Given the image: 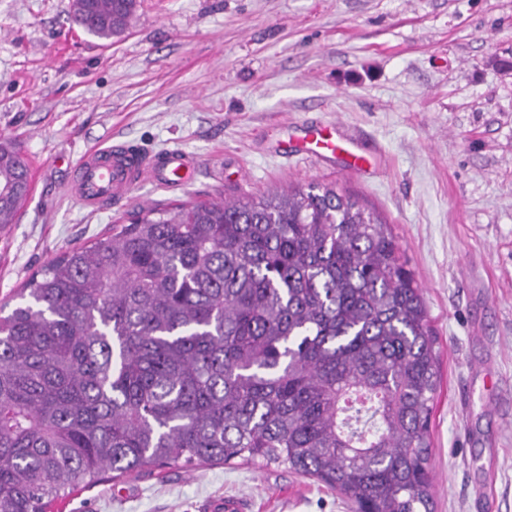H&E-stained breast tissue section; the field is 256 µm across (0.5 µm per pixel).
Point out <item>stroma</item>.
<instances>
[{"label": "stroma", "mask_w": 512, "mask_h": 512, "mask_svg": "<svg viewBox=\"0 0 512 512\" xmlns=\"http://www.w3.org/2000/svg\"><path fill=\"white\" fill-rule=\"evenodd\" d=\"M72 0H0V141L32 191L0 234V305L127 208L333 184L390 225L440 352L429 430L434 512H512V0H137L127 30L74 27ZM340 123L354 174L289 137ZM179 148L196 163L91 213L68 193L93 146ZM351 512L278 464L157 469L75 491L53 512Z\"/></svg>", "instance_id": "35a3bbf8"}]
</instances>
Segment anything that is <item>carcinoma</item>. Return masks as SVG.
<instances>
[{
  "label": "carcinoma",
  "instance_id": "carcinoma-1",
  "mask_svg": "<svg viewBox=\"0 0 512 512\" xmlns=\"http://www.w3.org/2000/svg\"><path fill=\"white\" fill-rule=\"evenodd\" d=\"M136 0H73L110 40ZM31 192L0 141V228ZM0 315V512L149 466L277 462L353 512H433L440 384L389 225L329 185L141 206Z\"/></svg>",
  "mask_w": 512,
  "mask_h": 512
}]
</instances>
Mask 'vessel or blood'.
I'll return each instance as SVG.
<instances>
[{
  "label": "vessel or blood",
  "instance_id": "vessel-or-blood-1",
  "mask_svg": "<svg viewBox=\"0 0 512 512\" xmlns=\"http://www.w3.org/2000/svg\"><path fill=\"white\" fill-rule=\"evenodd\" d=\"M315 145L319 158L341 151V138L335 126L324 127ZM188 165L187 153L178 148L155 155L116 142L82 154L74 164L69 192L83 209L103 212L127 200L135 189L155 177H162L169 186H180V172Z\"/></svg>",
  "mask_w": 512,
  "mask_h": 512
}]
</instances>
